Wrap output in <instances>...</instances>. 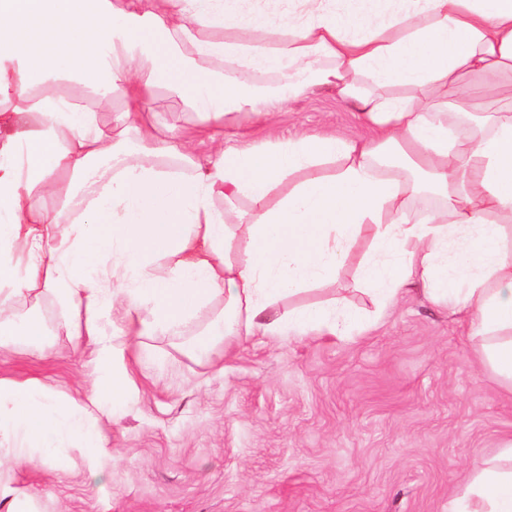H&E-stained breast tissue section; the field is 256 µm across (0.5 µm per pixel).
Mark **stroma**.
<instances>
[{
    "instance_id": "stroma-1",
    "label": "stroma",
    "mask_w": 512,
    "mask_h": 512,
    "mask_svg": "<svg viewBox=\"0 0 512 512\" xmlns=\"http://www.w3.org/2000/svg\"><path fill=\"white\" fill-rule=\"evenodd\" d=\"M159 129L193 128L184 100L158 89ZM326 128L367 136L335 90L312 89L273 121H224V143ZM463 316L408 290L353 335L275 341L255 336L207 360L158 336L136 368L140 390L108 424L112 454L90 480L70 453L53 474L27 467L13 484L31 512H448L472 462L512 438V393L480 363ZM41 359L0 352V377L79 396L92 367L66 330Z\"/></svg>"
}]
</instances>
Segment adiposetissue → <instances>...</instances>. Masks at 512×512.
Listing matches in <instances>:
<instances>
[{
	"instance_id": "ef3b65f1",
	"label": "adipose tissue",
	"mask_w": 512,
	"mask_h": 512,
	"mask_svg": "<svg viewBox=\"0 0 512 512\" xmlns=\"http://www.w3.org/2000/svg\"><path fill=\"white\" fill-rule=\"evenodd\" d=\"M326 2L298 0L293 15L252 0H0V350L49 354L43 317L20 308L48 296L95 371L84 401L0 379V503L18 498L15 469L59 467L70 450L97 478L111 453L98 414L120 419L135 393L127 350L184 336L213 300L202 353L257 335L346 336L417 285L468 317L512 387V106H490L512 77V0ZM66 76L101 87L97 105L50 91ZM163 85L198 116L197 138L144 117ZM313 86L335 88L369 136L241 151L218 140L227 115ZM116 97L133 157L101 123ZM164 156L180 171L157 167ZM426 192L437 204L422 210ZM241 198L248 211L228 223ZM349 265L370 307L293 304ZM448 512H512V439L471 467Z\"/></svg>"
}]
</instances>
